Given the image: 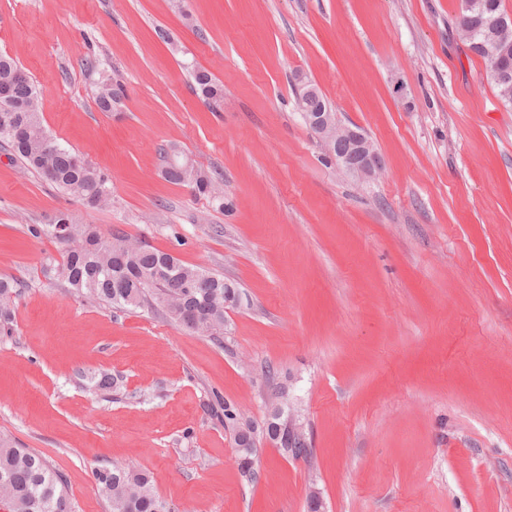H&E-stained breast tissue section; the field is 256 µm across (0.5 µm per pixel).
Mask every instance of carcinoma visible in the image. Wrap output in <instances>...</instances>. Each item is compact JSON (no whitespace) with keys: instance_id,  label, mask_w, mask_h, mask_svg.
Returning <instances> with one entry per match:
<instances>
[{"instance_id":"obj_1","label":"carcinoma","mask_w":512,"mask_h":512,"mask_svg":"<svg viewBox=\"0 0 512 512\" xmlns=\"http://www.w3.org/2000/svg\"><path fill=\"white\" fill-rule=\"evenodd\" d=\"M503 16L508 24L502 0H460L457 32L474 54L488 63L487 79L499 98L512 105V81L498 79L499 66L512 67V28L499 37L496 52L488 53V23ZM194 80L196 90L208 103L217 107L224 99V87L192 62L183 63ZM125 89L115 77L103 76L97 85L96 102L103 112L121 106ZM11 100L22 106L13 113V133H0V149L20 162L30 172L50 183L61 193L73 197L84 206L102 209L112 204L110 179L71 148L60 144L46 130L39 107V96L33 80L11 87ZM166 177L187 184L224 209V180L215 173L182 165H168ZM34 238L52 237L63 245L61 259H47L50 272L72 290L113 308L142 307L164 311L182 328L214 340L224 335L226 302L240 300V290L223 276L201 270L170 254L140 244L124 234L105 237L92 226L78 224L68 212L59 213L51 224H30ZM18 284L0 280V320L8 322ZM98 391L120 387V380L101 371L88 376ZM240 408L224 403V429L230 431L240 471L249 480L256 479L251 462L258 449L249 439L261 441L269 437L288 451V406L283 414L270 412L261 425L239 426ZM9 478L6 488L12 512H74L63 476L50 468L47 461L28 448L18 447L0 434V475ZM98 491L110 503L111 512H161V499L154 490L153 477L146 471L122 463L101 467L93 472Z\"/></svg>"}]
</instances>
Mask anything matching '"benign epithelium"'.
Masks as SVG:
<instances>
[{"label": "benign epithelium", "mask_w": 512, "mask_h": 512, "mask_svg": "<svg viewBox=\"0 0 512 512\" xmlns=\"http://www.w3.org/2000/svg\"><path fill=\"white\" fill-rule=\"evenodd\" d=\"M303 116L339 171L365 179L380 169V159L374 145L358 127L343 124L337 113L324 108L317 112H305ZM303 430L304 426L297 423L296 413L288 411V456L292 458L300 453V449L293 447V439L301 436Z\"/></svg>", "instance_id": "obj_1"}]
</instances>
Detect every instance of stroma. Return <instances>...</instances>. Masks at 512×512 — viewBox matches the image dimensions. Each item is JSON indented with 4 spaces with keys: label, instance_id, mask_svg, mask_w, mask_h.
<instances>
[{
    "label": "stroma",
    "instance_id": "1",
    "mask_svg": "<svg viewBox=\"0 0 512 512\" xmlns=\"http://www.w3.org/2000/svg\"><path fill=\"white\" fill-rule=\"evenodd\" d=\"M459 0H0V54L43 123L112 181L90 209L0 151V433L94 484L149 471L168 512H512V106L457 35ZM195 18L186 26L182 11ZM165 30L169 40L157 32ZM224 86L209 105L171 52ZM96 58L89 69L87 58ZM123 106L95 103L101 74ZM306 75L383 168L326 161L296 106ZM224 177V208L164 177L161 148ZM223 275L241 292L213 340L160 311L73 293L28 225L61 211ZM105 370L116 391L88 387ZM283 390L310 459L261 447L242 476L223 402L254 423Z\"/></svg>",
    "mask_w": 512,
    "mask_h": 512
}]
</instances>
